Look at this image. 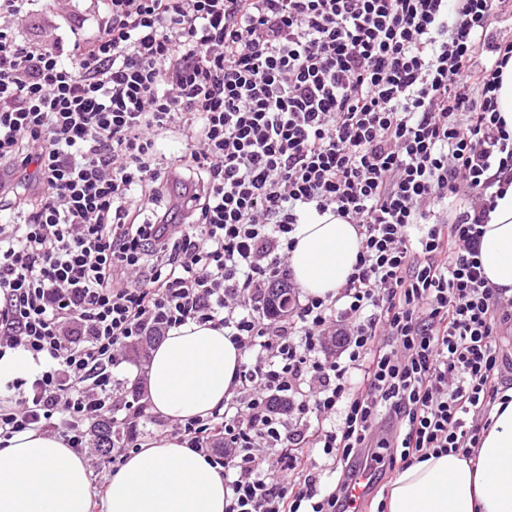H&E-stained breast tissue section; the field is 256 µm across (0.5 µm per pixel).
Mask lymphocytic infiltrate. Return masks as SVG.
<instances>
[{"instance_id":"obj_1","label":"lymphocytic infiltrate","mask_w":512,"mask_h":512,"mask_svg":"<svg viewBox=\"0 0 512 512\" xmlns=\"http://www.w3.org/2000/svg\"><path fill=\"white\" fill-rule=\"evenodd\" d=\"M95 2L93 35L46 41L15 22L61 0H0V357L38 366L0 382V447L38 429L92 462L108 417L119 467L146 408L113 370L190 321L244 356L222 410L166 430L225 512H348L358 469L478 447L512 389V297L479 261L512 185V0ZM328 212L352 273L271 315ZM500 115L506 123V129L512 133V61L504 69L502 86L498 92ZM90 433L95 446L100 448L104 456H111L112 448H116L122 440L120 433L112 430V423L108 420L93 424Z\"/></svg>"}]
</instances>
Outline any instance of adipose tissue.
<instances>
[{
  "label": "adipose tissue",
  "mask_w": 512,
  "mask_h": 512,
  "mask_svg": "<svg viewBox=\"0 0 512 512\" xmlns=\"http://www.w3.org/2000/svg\"><path fill=\"white\" fill-rule=\"evenodd\" d=\"M290 254L305 294H335L356 262L354 225L310 214ZM480 262L490 286L512 292V187L500 192L483 226ZM243 355L224 329L195 322L169 331L152 352L145 400L165 420L208 416L229 399ZM473 458L429 454L390 482L386 512H512V398L499 400ZM84 459L58 436L29 430L0 449V512H90ZM224 479L206 457L174 438L130 453L110 478L103 512H225Z\"/></svg>",
  "instance_id": "ef3b65f1"
}]
</instances>
